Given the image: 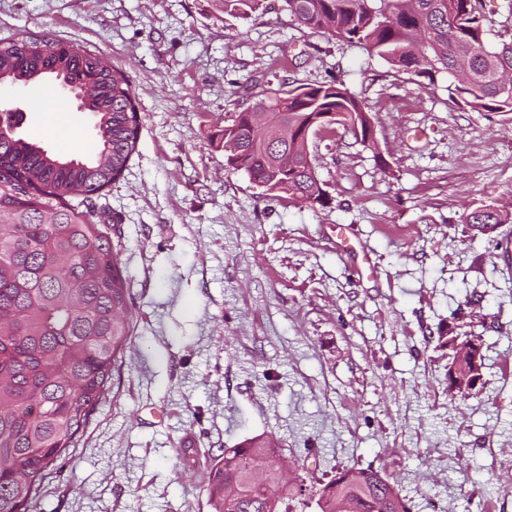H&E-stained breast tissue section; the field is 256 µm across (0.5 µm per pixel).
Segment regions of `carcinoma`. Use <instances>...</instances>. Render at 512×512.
<instances>
[{"label":"carcinoma","instance_id":"cac0c4a2","mask_svg":"<svg viewBox=\"0 0 512 512\" xmlns=\"http://www.w3.org/2000/svg\"><path fill=\"white\" fill-rule=\"evenodd\" d=\"M224 12L247 19L261 0H220ZM300 26L333 36L341 45L376 55L393 68L433 85L449 80L448 92L463 109L512 112V0L496 20L485 0H282ZM51 72L88 93V112L98 150L66 156L25 138L11 123L0 129V512H30L56 462L75 447L89 416L110 391L132 340L129 295L103 225L90 211L69 204L117 182L137 148L140 123L126 74L84 45L39 35L0 40V80L43 81ZM250 104L223 139L239 150L238 166L253 182L280 177L282 194L324 207L329 198L308 148L327 129L320 117L355 142L376 145L373 116L365 100L332 79L288 90L252 93ZM483 235L512 223V210L485 205L463 215ZM277 453L255 436L205 463L214 512L281 510L292 494L274 464L262 474L258 462ZM409 512L395 484L371 468L337 470L318 489L317 512Z\"/></svg>","mask_w":512,"mask_h":512}]
</instances>
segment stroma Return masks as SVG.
Wrapping results in <instances>:
<instances>
[{
    "instance_id": "35a3bbf8",
    "label": "stroma",
    "mask_w": 512,
    "mask_h": 512,
    "mask_svg": "<svg viewBox=\"0 0 512 512\" xmlns=\"http://www.w3.org/2000/svg\"><path fill=\"white\" fill-rule=\"evenodd\" d=\"M84 44L128 76L141 120L123 177L73 197L103 222L130 290L132 344L110 392L32 512H213L199 461L261 435L314 512L344 466L394 482L410 512H512V113L472 112L379 57L299 28L281 0L248 20L219 0H0V39ZM335 74L368 104L377 145L343 130L309 150L329 207L261 195L220 132L239 82ZM30 87L0 88L23 136L61 154ZM481 337L480 388L448 390V333ZM462 222L482 235H491L499 224L512 223V210L485 205L463 215Z\"/></svg>"
}]
</instances>
